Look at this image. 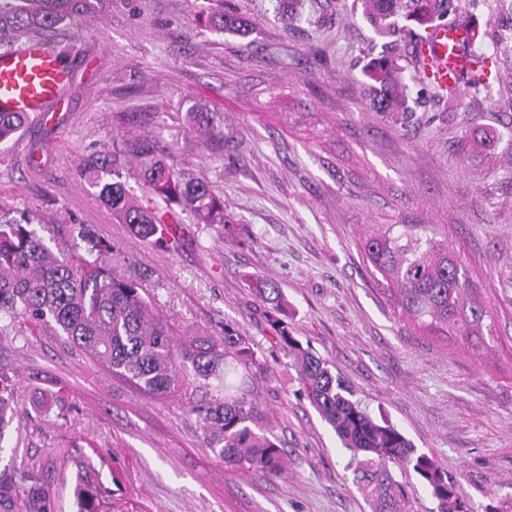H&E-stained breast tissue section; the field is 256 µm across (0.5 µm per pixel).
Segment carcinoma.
Masks as SVG:
<instances>
[{"label": "carcinoma", "mask_w": 512, "mask_h": 512, "mask_svg": "<svg viewBox=\"0 0 512 512\" xmlns=\"http://www.w3.org/2000/svg\"><path fill=\"white\" fill-rule=\"evenodd\" d=\"M375 17L386 20L403 11L408 20L432 26L457 14L459 0H369ZM90 0H0V46L50 32L66 20L86 15ZM199 23L216 35H243L247 20L215 5L201 11ZM404 66L383 54L369 78L375 82L373 108L385 112L406 104ZM27 118L0 113V144L22 130ZM142 180L150 207L126 188L130 169ZM81 174L98 197L142 239L165 238L166 226L181 223L188 212L197 224L226 223L224 198L204 176L188 178L161 153L152 134L131 135L112 153L89 155ZM58 230L26 211L0 207V339L8 336H55L80 355L148 394L168 396L186 384L202 381L215 395L191 407L208 448L224 463L249 473L278 476L285 450L274 440L268 417L250 400L237 378L239 368L256 363L246 338L224 328L223 338L195 336L175 344L171 327L158 315L141 285L116 272L102 258L104 248L87 239L88 256L56 253L51 243ZM363 251L373 271L386 281L402 315L424 336H436L473 348L491 349L499 342L496 314L482 300L461 258L437 239L429 225L389 224L369 234ZM258 293L275 312L288 306L273 280L259 281ZM280 342L298 367L311 405L350 452L347 467L373 512H412L406 487L389 465L412 468L438 501L440 512H466L454 484L432 458L417 453L389 420L372 416L327 362L304 349L285 330ZM17 415L15 382L0 364V454L11 447ZM89 464L76 463L73 498L76 512H111L110 489ZM0 512H56V490L43 468L29 461L0 468Z\"/></svg>", "instance_id": "carcinoma-1"}]
</instances>
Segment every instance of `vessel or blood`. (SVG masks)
I'll use <instances>...</instances> for the list:
<instances>
[{
  "label": "vessel or blood",
  "mask_w": 512,
  "mask_h": 512,
  "mask_svg": "<svg viewBox=\"0 0 512 512\" xmlns=\"http://www.w3.org/2000/svg\"><path fill=\"white\" fill-rule=\"evenodd\" d=\"M474 30L439 25L417 41L415 53L425 62L422 77L447 85L455 81L470 63L463 48L473 47ZM69 78L59 54L36 41L0 53V112H20L31 116L58 100Z\"/></svg>",
  "instance_id": "obj_1"
}]
</instances>
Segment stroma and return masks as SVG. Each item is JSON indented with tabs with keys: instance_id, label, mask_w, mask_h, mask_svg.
<instances>
[{
	"instance_id": "1",
	"label": "stroma",
	"mask_w": 512,
	"mask_h": 512,
	"mask_svg": "<svg viewBox=\"0 0 512 512\" xmlns=\"http://www.w3.org/2000/svg\"><path fill=\"white\" fill-rule=\"evenodd\" d=\"M247 35L197 20L203 0H105L65 22L50 47L70 72L60 99L0 146V204L60 226L58 245H111L121 275L140 279L177 341L232 328L257 363L244 389L286 452L279 476L225 466L189 408V385L157 401L113 379L53 336L0 350L23 405L60 402L14 420L17 464L40 461L73 512V460L87 455L131 512H372L350 453L303 393L287 331L326 360L363 406L432 457L467 512H512V0H462L487 56L485 87L433 96L404 72L408 112L369 108L366 69L383 53L410 61L425 34L396 16L379 34L362 0H232ZM224 127L200 142L190 113ZM158 136L174 165L223 195L225 224H195L162 245L132 234L80 177L83 158L117 132ZM39 172H31L29 158ZM431 224L493 300L502 344L473 351L419 335L363 261L366 234ZM288 302L272 317L256 281Z\"/></svg>"
}]
</instances>
